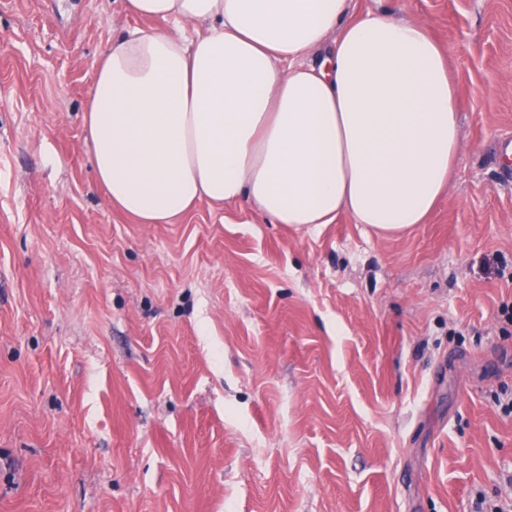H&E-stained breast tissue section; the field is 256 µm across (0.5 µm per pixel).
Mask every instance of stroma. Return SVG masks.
Segmentation results:
<instances>
[{"instance_id": "obj_1", "label": "stroma", "mask_w": 512, "mask_h": 512, "mask_svg": "<svg viewBox=\"0 0 512 512\" xmlns=\"http://www.w3.org/2000/svg\"><path fill=\"white\" fill-rule=\"evenodd\" d=\"M422 20L463 136L426 223L109 205L84 124L123 0H0V512H471L512 499V0Z\"/></svg>"}]
</instances>
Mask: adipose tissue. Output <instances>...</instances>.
Returning <instances> with one entry per match:
<instances>
[{"mask_svg":"<svg viewBox=\"0 0 512 512\" xmlns=\"http://www.w3.org/2000/svg\"><path fill=\"white\" fill-rule=\"evenodd\" d=\"M125 7L161 26L108 43L84 120L109 203L140 223L206 199L297 230L345 213L393 233L424 223L447 188L458 100L424 22H350L349 0Z\"/></svg>","mask_w":512,"mask_h":512,"instance_id":"adipose-tissue-1","label":"adipose tissue"}]
</instances>
